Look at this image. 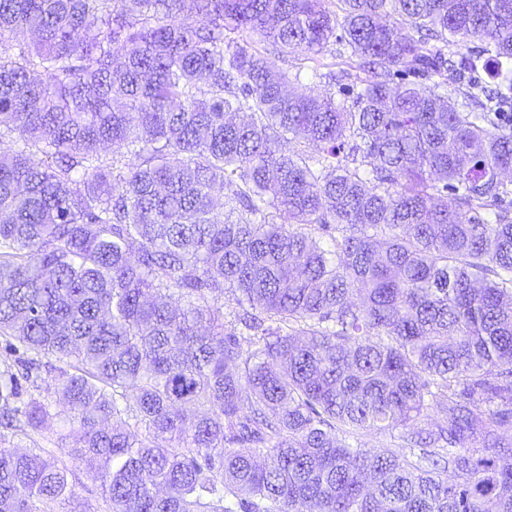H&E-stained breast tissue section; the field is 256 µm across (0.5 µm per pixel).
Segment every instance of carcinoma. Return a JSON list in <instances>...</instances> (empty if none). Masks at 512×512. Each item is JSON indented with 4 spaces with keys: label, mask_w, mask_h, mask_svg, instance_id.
<instances>
[{
    "label": "carcinoma",
    "mask_w": 512,
    "mask_h": 512,
    "mask_svg": "<svg viewBox=\"0 0 512 512\" xmlns=\"http://www.w3.org/2000/svg\"><path fill=\"white\" fill-rule=\"evenodd\" d=\"M328 2L0 0V512L44 366L110 512H512V0ZM400 433L401 429L393 430L391 434L360 431L358 437L366 448H391L399 453L409 454L410 450L408 448H398L400 446V440L398 439Z\"/></svg>",
    "instance_id": "cac0c4a2"
}]
</instances>
